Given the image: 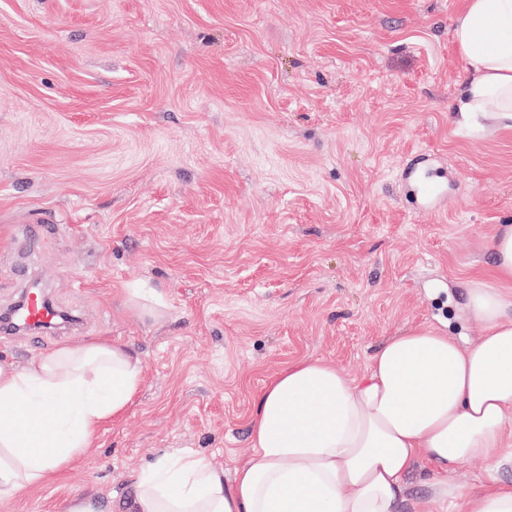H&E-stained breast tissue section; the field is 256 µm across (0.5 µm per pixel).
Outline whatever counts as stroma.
<instances>
[{"mask_svg":"<svg viewBox=\"0 0 512 512\" xmlns=\"http://www.w3.org/2000/svg\"><path fill=\"white\" fill-rule=\"evenodd\" d=\"M462 7L0 0V311L29 283L80 320L0 337V363L97 340L143 363L93 448L0 512H134L158 453L250 458L256 396L288 363L358 378L404 331L482 336L460 313L512 225V129L456 121ZM424 160L448 184L423 207ZM37 214V246H13ZM137 282L164 318L128 303Z\"/></svg>","mask_w":512,"mask_h":512,"instance_id":"35a3bbf8","label":"stroma"}]
</instances>
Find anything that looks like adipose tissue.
<instances>
[{"label": "adipose tissue", "mask_w": 512, "mask_h": 512, "mask_svg": "<svg viewBox=\"0 0 512 512\" xmlns=\"http://www.w3.org/2000/svg\"><path fill=\"white\" fill-rule=\"evenodd\" d=\"M453 39L472 72L455 110L512 128V0H464ZM495 284L472 283L469 348L437 330L388 338L358 378L321 359L291 362L264 385L250 422L253 457L232 476L202 456L162 453L135 479V512H399L407 477L432 466L433 493L465 512H512V486L466 494L452 477L500 465L512 420V225L491 243ZM143 382L124 345L96 341L0 364V499L63 476Z\"/></svg>", "instance_id": "ef3b65f1"}]
</instances>
